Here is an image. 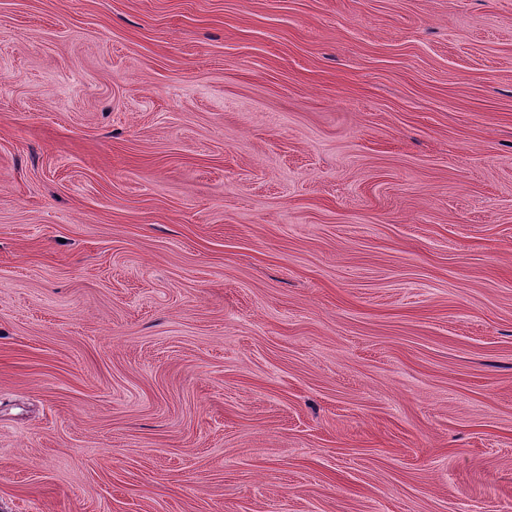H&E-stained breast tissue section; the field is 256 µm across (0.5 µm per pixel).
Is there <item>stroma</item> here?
Returning a JSON list of instances; mask_svg holds the SVG:
<instances>
[{
  "instance_id": "obj_1",
  "label": "stroma",
  "mask_w": 512,
  "mask_h": 512,
  "mask_svg": "<svg viewBox=\"0 0 512 512\" xmlns=\"http://www.w3.org/2000/svg\"><path fill=\"white\" fill-rule=\"evenodd\" d=\"M0 512H512V0H0Z\"/></svg>"
}]
</instances>
